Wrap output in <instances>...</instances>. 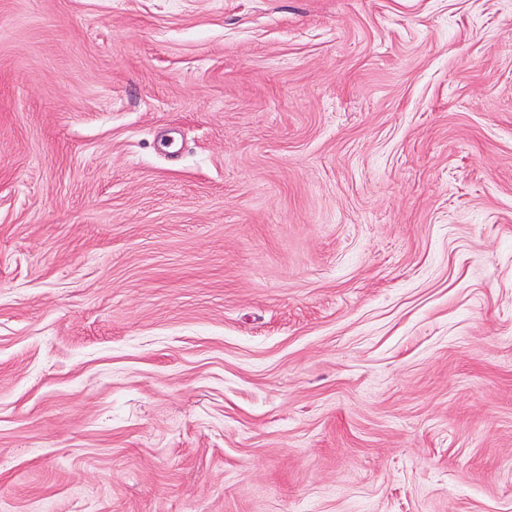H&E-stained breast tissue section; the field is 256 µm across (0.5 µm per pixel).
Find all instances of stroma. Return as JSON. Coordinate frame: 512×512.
<instances>
[{"instance_id":"35a3bbf8","label":"stroma","mask_w":512,"mask_h":512,"mask_svg":"<svg viewBox=\"0 0 512 512\" xmlns=\"http://www.w3.org/2000/svg\"><path fill=\"white\" fill-rule=\"evenodd\" d=\"M0 512H512V0H0Z\"/></svg>"}]
</instances>
